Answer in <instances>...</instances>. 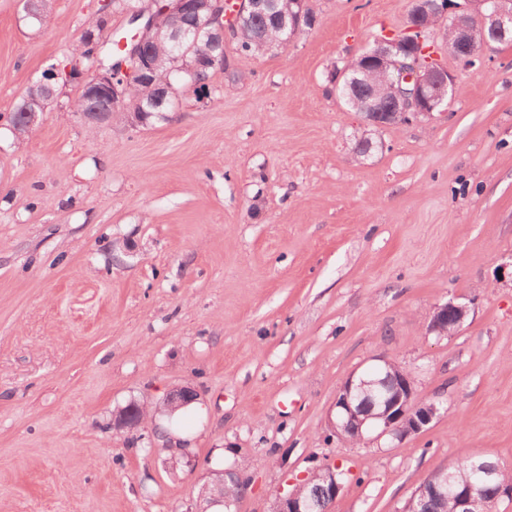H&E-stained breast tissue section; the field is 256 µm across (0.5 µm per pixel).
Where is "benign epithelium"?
<instances>
[{
  "instance_id": "obj_1",
  "label": "benign epithelium",
  "mask_w": 512,
  "mask_h": 512,
  "mask_svg": "<svg viewBox=\"0 0 512 512\" xmlns=\"http://www.w3.org/2000/svg\"><path fill=\"white\" fill-rule=\"evenodd\" d=\"M207 3L209 13L203 18H196L193 24L195 33L217 35L227 40L244 13H261L265 6V0H237L231 10L224 8V0H207ZM188 4L189 0H168L166 4L161 0H130L125 15L143 19L145 23L131 40L121 41L119 49L123 56L109 68L99 63L100 41L94 35L88 37L94 48L92 63L80 71L77 80L81 87L97 89L108 98L107 102L101 103L92 94L86 97L87 106L82 112L85 123L99 125L110 120L112 107L123 103L127 79L135 76L139 82H144L141 68L147 47L160 37L181 44L189 33V29L184 27ZM424 18L450 23L459 41L456 60L472 67L480 59L481 51L490 45L486 41L477 46L471 41L473 24L480 23L490 28L496 39L507 34L512 30V0H446L444 6L437 0H413L412 14L406 27L399 33H388L377 39L355 68L357 73L383 72L392 76V95L386 100L374 99L363 113L367 125L402 124L413 117L430 118L447 109L448 98L455 93L454 76L433 48L424 46L425 39L432 34V30L421 23ZM302 21L301 12L289 20L288 35L280 47L286 48L298 38L303 31ZM52 100L50 95L30 102L27 112L29 125L39 123ZM466 316V306L447 301L435 308L429 331L450 335L462 326ZM196 400L197 390L186 384L167 396L165 410L171 414ZM334 408L335 415L330 420L333 432L361 441L372 434L377 439L389 437L401 441L420 434L439 415L434 403L418 398L415 377L410 373L368 379L366 372L354 371L340 388ZM113 425L117 429L142 427L143 409L135 402L126 405L116 412ZM498 469L494 463H479L480 479L494 491V500L506 498L512 501V487L506 488L496 481ZM323 471L325 486L320 503L295 490L277 496L273 512H326L340 494L342 484L332 468L325 467ZM228 479L233 483L239 481L234 471L216 472L215 479L199 489L195 507L188 512H211L213 506H221L226 512H231L234 503L224 498V483ZM427 482L431 494L445 495L448 470H436ZM456 502V512H480L478 502L469 490L458 493Z\"/></svg>"
}]
</instances>
